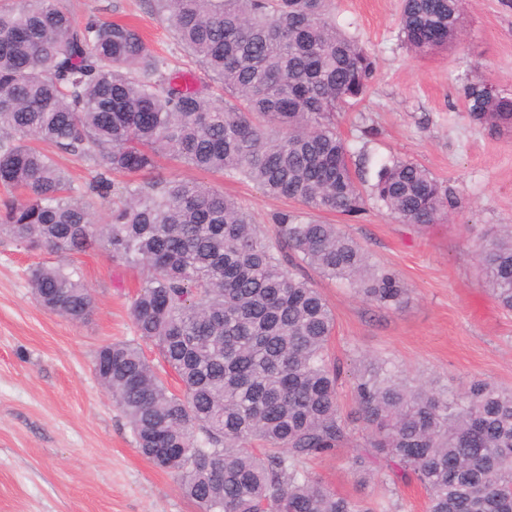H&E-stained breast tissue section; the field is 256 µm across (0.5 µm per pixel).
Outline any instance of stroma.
Returning <instances> with one entry per match:
<instances>
[{
  "instance_id": "stroma-1",
  "label": "stroma",
  "mask_w": 512,
  "mask_h": 512,
  "mask_svg": "<svg viewBox=\"0 0 512 512\" xmlns=\"http://www.w3.org/2000/svg\"><path fill=\"white\" fill-rule=\"evenodd\" d=\"M74 17L135 21L170 60L184 51L149 0H66ZM402 0H335L338 22L375 56L364 98L338 113L336 128L355 154L374 166L395 155L425 166L459 195L450 220L426 227L398 222L368 201L359 218L318 213L342 225L372 262L394 269L410 290L397 310L378 307L313 269L306 276L335 314L331 352L343 368L341 400L351 406V374L361 356L390 359L401 374L460 389L482 378L512 387V312L500 307L480 270L477 245L512 225V129L474 122L464 87L488 80L512 97V0H466L462 45L434 55L412 54L399 36ZM163 173L221 187L259 223L300 204L263 195L249 182L164 162ZM49 256L0 238V512H201L174 473L155 466L94 373L103 345L140 344L152 363L158 352L141 341L130 299L142 275L101 249L76 256L97 309L74 324L42 310L26 268ZM361 436L309 469L336 492L376 496L381 480L363 487L351 468Z\"/></svg>"
}]
</instances>
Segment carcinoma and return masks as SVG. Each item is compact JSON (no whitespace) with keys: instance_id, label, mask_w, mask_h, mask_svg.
Wrapping results in <instances>:
<instances>
[{"instance_id":"carcinoma-1","label":"carcinoma","mask_w":512,"mask_h":512,"mask_svg":"<svg viewBox=\"0 0 512 512\" xmlns=\"http://www.w3.org/2000/svg\"><path fill=\"white\" fill-rule=\"evenodd\" d=\"M153 2L210 84L170 68L131 23H79L65 0L0 3V236L59 256L30 266L27 280L46 311L75 323L95 296L68 255L100 247L147 272L130 315L180 390L133 343L94 358L138 449L202 512H393L384 498L336 493L307 467L348 443L357 422L362 484L378 469L423 488L427 512H512V389L474 379L437 391L378 358L353 373L356 408L343 414L335 315L303 269L398 309L409 290L394 270L338 224L286 210L266 227L215 186L159 172L164 158L305 207L363 213V170L335 116L367 92L374 56L336 22L332 0ZM464 9L404 0L405 44L419 56L448 48ZM481 84L464 88L469 116L511 127L512 98L479 97ZM40 143L96 162L84 194ZM90 195L112 197L105 219ZM370 196L423 227L458 205L406 158L379 165ZM479 258L512 311V229L484 240Z\"/></svg>"}]
</instances>
